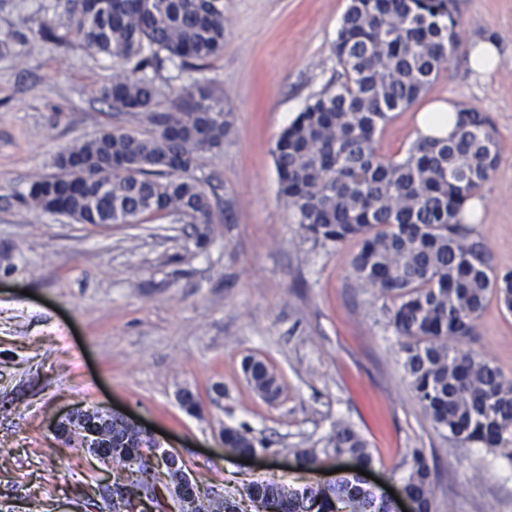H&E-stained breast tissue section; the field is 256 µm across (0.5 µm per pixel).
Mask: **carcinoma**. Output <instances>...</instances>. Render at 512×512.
<instances>
[{"mask_svg": "<svg viewBox=\"0 0 512 512\" xmlns=\"http://www.w3.org/2000/svg\"><path fill=\"white\" fill-rule=\"evenodd\" d=\"M61 27L89 51L117 60L121 70L101 91L114 112H144L145 133L114 128L56 157L62 173L31 179L26 200L78 224H145L173 216L192 228L201 247L217 223L198 160L219 150L230 131L224 112L190 84L185 103L159 108L153 72L164 61L186 68L224 50V0H60ZM457 0H350L337 30L336 85L313 97L284 129L273 150L279 193L296 223L321 243L358 240L352 266L362 288L394 301L389 322L402 339L403 368L436 428L463 444L512 445V379L465 347L488 295L512 313V273L491 265L461 210L496 170L495 129L465 108L453 132L419 138L406 156L383 155L377 134L390 114L417 103L457 45ZM253 389L280 393L276 373L243 359ZM241 453L268 450L244 427L224 428ZM115 477L153 490L157 512L185 492L180 468L149 463L144 438L112 425L104 449ZM312 473L325 457L374 465L366 441L338 424L321 448H297ZM402 479L418 512H432L431 468L420 448L407 452ZM194 512H384L354 474L329 485L257 480L224 490L194 488Z\"/></svg>", "mask_w": 512, "mask_h": 512, "instance_id": "cac0c4a2", "label": "carcinoma"}]
</instances>
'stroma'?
Here are the masks:
<instances>
[{
  "instance_id": "1",
  "label": "stroma",
  "mask_w": 512,
  "mask_h": 512,
  "mask_svg": "<svg viewBox=\"0 0 512 512\" xmlns=\"http://www.w3.org/2000/svg\"><path fill=\"white\" fill-rule=\"evenodd\" d=\"M57 0H0V512H100L96 461L63 445L51 422L76 408L112 409L155 427L202 486L254 480L324 483L293 449L322 445L337 424L361 433L373 479L398 489L406 452L434 472L432 512H512V446H465L437 429L401 365L389 323L393 301L359 287L355 240L321 244L295 224L278 193L272 150L310 98L336 75L333 44L349 0H224V51L199 70L165 63L163 106L198 84L224 110L223 151L195 171L223 217L196 248L189 225L78 224L24 198L53 175L63 149L144 114L98 98L119 66L58 30ZM459 46L419 103L379 132L382 154L402 157L422 107L455 98L484 112L499 164L476 194L473 230L499 273L512 272V0H458ZM493 35L503 60L490 78L469 67L472 39ZM469 347L512 378V314L489 298ZM277 374L279 397L258 396L244 357ZM190 390L198 415L182 409ZM273 440L275 455L228 454L225 427Z\"/></svg>"
}]
</instances>
